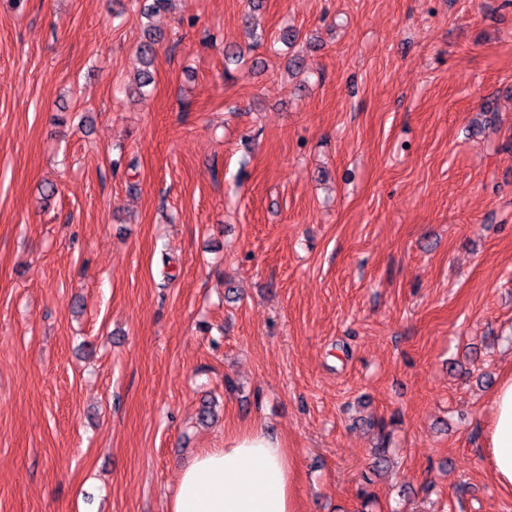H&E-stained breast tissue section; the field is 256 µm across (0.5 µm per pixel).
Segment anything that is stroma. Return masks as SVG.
Here are the masks:
<instances>
[{
	"label": "stroma",
	"mask_w": 512,
	"mask_h": 512,
	"mask_svg": "<svg viewBox=\"0 0 512 512\" xmlns=\"http://www.w3.org/2000/svg\"><path fill=\"white\" fill-rule=\"evenodd\" d=\"M141 4L0 0V512L251 427L296 512H512V0H174L143 100ZM483 453L496 483L512 489V376L502 379L491 397Z\"/></svg>",
	"instance_id": "obj_1"
}]
</instances>
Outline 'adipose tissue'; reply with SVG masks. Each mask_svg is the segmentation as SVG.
I'll list each match as a JSON object with an SVG mask.
<instances>
[{
	"instance_id": "adipose-tissue-1",
	"label": "adipose tissue",
	"mask_w": 512,
	"mask_h": 512,
	"mask_svg": "<svg viewBox=\"0 0 512 512\" xmlns=\"http://www.w3.org/2000/svg\"><path fill=\"white\" fill-rule=\"evenodd\" d=\"M483 453L496 483L512 489V376L491 397ZM168 512H295L287 448L261 428L226 434L182 467Z\"/></svg>"
}]
</instances>
